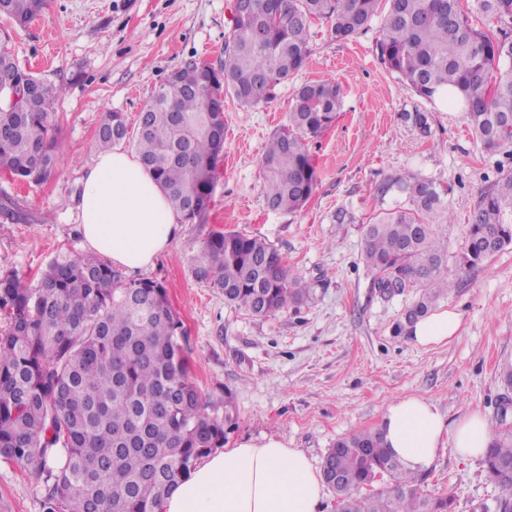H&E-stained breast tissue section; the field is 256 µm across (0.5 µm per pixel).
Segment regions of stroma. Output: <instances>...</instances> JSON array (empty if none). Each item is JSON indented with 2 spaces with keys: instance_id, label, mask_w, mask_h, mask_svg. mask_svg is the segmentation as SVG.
<instances>
[{
  "instance_id": "stroma-1",
  "label": "stroma",
  "mask_w": 512,
  "mask_h": 512,
  "mask_svg": "<svg viewBox=\"0 0 512 512\" xmlns=\"http://www.w3.org/2000/svg\"><path fill=\"white\" fill-rule=\"evenodd\" d=\"M233 0H47L26 27L0 17L21 66L60 90L53 117L54 165L42 183L0 172V273L36 283L58 252H86L78 204L96 157L104 113L136 120L153 89L189 56L224 63ZM380 14L351 39L331 37L326 20L310 27L308 68L267 104L224 99V151L204 218L181 221L171 246L140 275L163 283L186 329L189 371L199 391L231 399L238 414L227 445L276 437L321 467L336 440L376 430L395 400L432 402L448 421L470 410L496 423L505 394L499 371L512 360V245L470 271L433 306L462 317L458 336L415 346L401 325L417 289L385 298L362 255L373 215L406 205L380 195L385 180L412 173L444 192L454 217L448 251L464 242L482 190L512 175V159L491 152L463 112L427 101L402 85L378 56ZM332 79L343 89L335 124L308 143L316 184L298 211L266 207L258 166L271 135L288 122L296 89ZM427 118L420 129L417 115ZM344 221H337V214ZM265 239L310 293L302 302L256 316L198 283L190 260L216 231ZM431 492L453 497L452 512H495L503 495L483 459L446 447L422 472ZM0 512H42L36 480L0 461Z\"/></svg>"
}]
</instances>
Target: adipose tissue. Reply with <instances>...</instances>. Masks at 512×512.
I'll return each mask as SVG.
<instances>
[{"mask_svg": "<svg viewBox=\"0 0 512 512\" xmlns=\"http://www.w3.org/2000/svg\"><path fill=\"white\" fill-rule=\"evenodd\" d=\"M86 245L129 271L148 268L179 230L178 215L154 177L119 148L101 152L85 172L79 204ZM461 315L442 310L408 327L420 346L439 345L459 331ZM379 430L407 470L429 467L446 443L479 458L492 435L479 412L447 424L437 407L417 397L388 406ZM322 476L308 457L280 439L242 442L204 457L173 487L161 512H320Z\"/></svg>", "mask_w": 512, "mask_h": 512, "instance_id": "adipose-tissue-1", "label": "adipose tissue"}]
</instances>
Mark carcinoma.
Wrapping results in <instances>:
<instances>
[{
    "label": "carcinoma",
    "mask_w": 512,
    "mask_h": 512,
    "mask_svg": "<svg viewBox=\"0 0 512 512\" xmlns=\"http://www.w3.org/2000/svg\"><path fill=\"white\" fill-rule=\"evenodd\" d=\"M380 0H257L252 14L233 16L224 65L203 69L192 57L152 91L129 132L124 113L99 126L101 151L127 143L185 220L204 216L224 148V100L253 108L274 97L282 82L310 62L312 21L348 40L363 30ZM380 59L418 96L436 101L453 90L477 138L492 151L512 148V36L473 24L472 13L512 21V0H388ZM45 0H0V17L26 26ZM19 80L39 85L19 96L0 74V170L39 183L51 172V117L59 89L29 70ZM342 91L333 80L302 84L288 126L270 137L260 159L263 196L273 211L294 212L311 197L315 172L305 139L336 121ZM190 147L206 169L201 177L180 160ZM398 206L365 225L363 253L374 284L388 297L420 292L409 324L454 283L448 279V224L441 190L415 176L389 179ZM197 202L194 212L188 211ZM512 245V175L480 193L463 246L454 255L458 276ZM193 278L224 300L257 316L302 301L307 285L290 275L266 240L216 231L191 262ZM0 458L35 475L42 512H156L163 498L197 462L224 447L235 425L232 404L202 397L191 381L181 344L184 325L168 290L150 278L127 280L107 260L59 252L30 286L16 272L0 275ZM498 414L484 464L505 495L498 512H512V429ZM340 482L339 512H451L452 497L429 494L377 431L348 435L326 456ZM389 486L361 490L382 477Z\"/></svg>",
    "instance_id": "1"
}]
</instances>
